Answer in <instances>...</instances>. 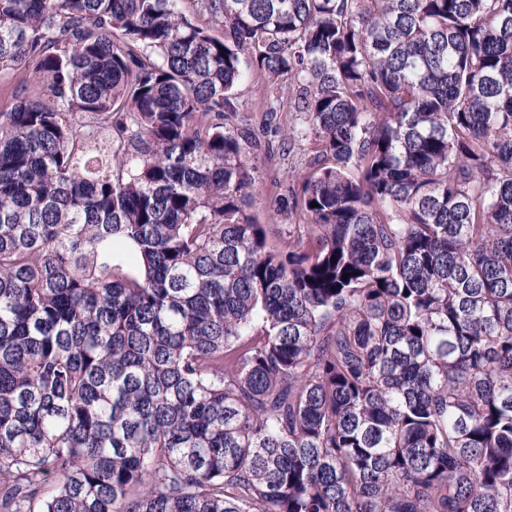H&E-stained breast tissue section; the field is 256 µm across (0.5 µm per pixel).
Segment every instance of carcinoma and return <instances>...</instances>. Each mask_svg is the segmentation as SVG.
Segmentation results:
<instances>
[{"instance_id": "1", "label": "carcinoma", "mask_w": 512, "mask_h": 512, "mask_svg": "<svg viewBox=\"0 0 512 512\" xmlns=\"http://www.w3.org/2000/svg\"><path fill=\"white\" fill-rule=\"evenodd\" d=\"M181 2L0 0V512H512V0ZM238 96L243 102L245 114L250 120L247 128L250 129L253 140V152L258 164V186L261 196L257 200V212L263 224H289L288 217L278 211L277 201L286 194L291 176L296 185V176L307 171L306 162L312 154L311 139L302 140L291 136V153L282 155L279 151L269 153L267 138L262 131V112L252 111L254 104L260 101L263 91L254 87L250 82L238 86Z\"/></svg>"}]
</instances>
